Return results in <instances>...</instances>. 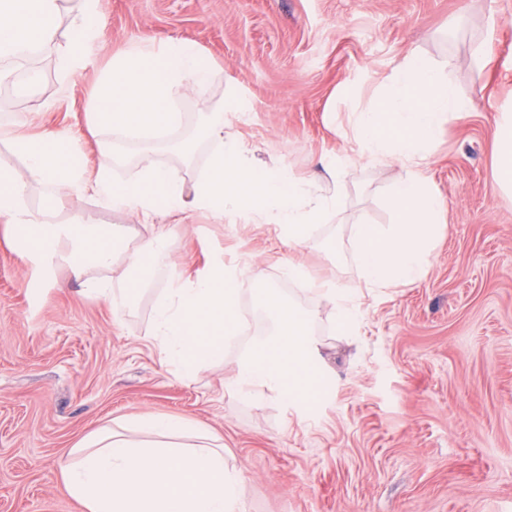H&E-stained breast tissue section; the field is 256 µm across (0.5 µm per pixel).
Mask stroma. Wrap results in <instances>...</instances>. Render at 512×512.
I'll return each instance as SVG.
<instances>
[{"label": "stroma", "instance_id": "stroma-1", "mask_svg": "<svg viewBox=\"0 0 512 512\" xmlns=\"http://www.w3.org/2000/svg\"><path fill=\"white\" fill-rule=\"evenodd\" d=\"M101 12L108 39L78 74L62 78L52 48L36 57V88L25 60L0 83V121L29 134L68 130L89 169L91 92L113 54L148 39L194 41L224 68V80L184 103L181 136L230 87L250 104L232 130L256 162L299 175L349 150L333 120L368 103L410 51L439 66L471 109L433 149L429 175L447 223L425 277L362 291L350 336L331 303L291 289L316 315L325 370L321 396L304 405L228 390L242 356L233 341L189 377L163 362L147 339L166 274L117 319L66 269L43 279L0 232V512H85L58 461L92 428L132 415L188 418L221 438L225 463L245 479V512H512V201L492 192L494 131L512 104V0H101ZM398 176L346 171L341 212L298 255L315 277L358 287L351 227L395 222ZM76 213L134 239L148 233L88 196L55 216ZM170 250L187 276L220 251L228 264L257 256L273 288L287 283L271 224L198 215L175 226Z\"/></svg>", "mask_w": 512, "mask_h": 512}]
</instances>
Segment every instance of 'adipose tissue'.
I'll return each instance as SVG.
<instances>
[{
    "instance_id": "obj_1",
    "label": "adipose tissue",
    "mask_w": 512,
    "mask_h": 512,
    "mask_svg": "<svg viewBox=\"0 0 512 512\" xmlns=\"http://www.w3.org/2000/svg\"><path fill=\"white\" fill-rule=\"evenodd\" d=\"M60 10L59 0H0V81L8 79L10 62L52 46L58 49L62 75H73L90 50L104 44L100 0H79L61 46L55 43ZM223 75L196 43L180 38L137 42L113 56L91 96L90 124L104 138L91 173L78 163L79 147L64 131L46 128L29 136L0 123V139L26 166L21 175L0 166V224L25 264L46 275L66 266L71 280L118 316L135 293L151 286L155 270L166 267L171 285L154 306L151 343L185 375L221 357L225 339L237 333L241 286L257 284L266 330L239 360L230 385L244 396L272 393L283 402L302 404L318 394L323 379L315 356L314 313L264 287L266 269L251 256L229 266L218 252L201 274L183 277L170 258V224L191 223L198 214L215 224H272L288 248L297 250L310 245L318 225L339 211L349 167L394 165L400 170L390 190L396 221L354 225V256L368 288L413 285L426 275L446 222L445 205L428 176L431 147L469 104L432 61L408 53L381 77L374 104L350 113L339 126L355 150L326 165L322 188L315 175L255 165L247 145L227 129L230 116L246 111L247 104L229 95L203 118L201 141L210 147L205 171L195 173L198 143L187 142L181 150L187 174L173 176L158 162L157 149L172 143L181 128L183 102ZM494 140L493 189L511 199L512 111L501 114ZM127 143L136 148L138 174L120 182L112 175L113 147ZM34 184L44 191L39 211L27 205ZM74 195L134 213L152 230L134 240L122 229L79 216L54 220L57 202ZM116 265L122 268L117 284L108 275ZM283 273L310 281L333 304L341 327H353L362 318L350 290L311 281L308 270L293 259ZM58 472L86 512L244 508L241 473L226 465L212 434L181 418L131 416L102 425L59 459Z\"/></svg>"
}]
</instances>
